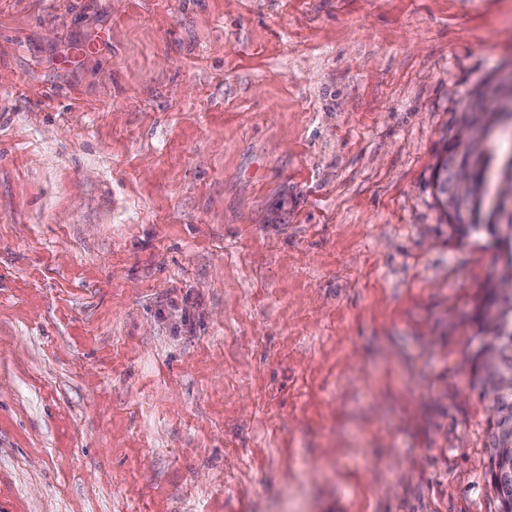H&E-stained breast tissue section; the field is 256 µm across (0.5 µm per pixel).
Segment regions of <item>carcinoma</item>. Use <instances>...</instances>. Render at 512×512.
<instances>
[{
	"instance_id": "carcinoma-1",
	"label": "carcinoma",
	"mask_w": 512,
	"mask_h": 512,
	"mask_svg": "<svg viewBox=\"0 0 512 512\" xmlns=\"http://www.w3.org/2000/svg\"><path fill=\"white\" fill-rule=\"evenodd\" d=\"M469 128L476 141H483L487 132L498 123V115L487 106L483 93L470 102L458 118ZM487 159L481 150H459L453 147L448 158L437 168L434 190L437 202L448 221L461 229L486 230L495 235L501 220L512 225V163L503 170L500 204L489 215L488 223L474 224L472 218L480 211ZM488 341L478 355L477 383H485L502 372H512V293L501 298L499 323L487 332ZM486 447L496 448L512 441V393L492 406L487 420Z\"/></svg>"
}]
</instances>
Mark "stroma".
I'll return each mask as SVG.
<instances>
[{
    "label": "stroma",
    "instance_id": "stroma-1",
    "mask_svg": "<svg viewBox=\"0 0 512 512\" xmlns=\"http://www.w3.org/2000/svg\"><path fill=\"white\" fill-rule=\"evenodd\" d=\"M510 77L512 0H0V512H497ZM487 94L483 93L470 102L458 118V123L469 128L475 141L483 142L487 132L498 123V115L487 106ZM487 159L483 150L460 151L455 145L437 168L434 190L437 202L448 221L461 229L475 231L486 230L497 235L498 226L506 218L503 236L512 237V159L504 167L503 184L500 192V204L489 215L488 224H473L472 218L480 211L483 202V186ZM458 170L467 173V181L462 188L455 185L454 178ZM488 341L478 355L477 383H485L502 372H512V293L501 298L499 323L487 332Z\"/></svg>",
    "mask_w": 512,
    "mask_h": 512
}]
</instances>
